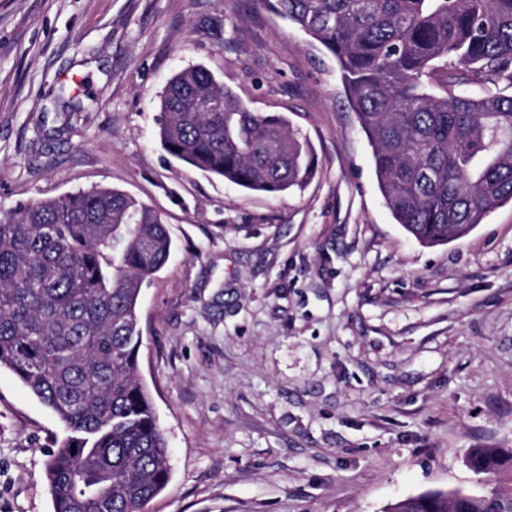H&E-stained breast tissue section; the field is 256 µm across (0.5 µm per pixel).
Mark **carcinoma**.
Instances as JSON below:
<instances>
[{"mask_svg": "<svg viewBox=\"0 0 512 512\" xmlns=\"http://www.w3.org/2000/svg\"><path fill=\"white\" fill-rule=\"evenodd\" d=\"M338 62L395 221L427 246L512 202V0H257ZM163 148L241 188L303 190L311 149L279 113L250 110L201 65L162 98ZM160 213L111 188L0 219V369L69 434L46 464L53 512H148L168 441L138 374L142 285L167 263ZM512 449H474L496 471ZM383 512H512V491H429Z\"/></svg>", "mask_w": 512, "mask_h": 512, "instance_id": "1", "label": "carcinoma"}]
</instances>
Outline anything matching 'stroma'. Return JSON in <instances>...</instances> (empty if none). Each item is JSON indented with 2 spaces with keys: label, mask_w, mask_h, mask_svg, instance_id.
<instances>
[{
  "label": "stroma",
  "mask_w": 512,
  "mask_h": 512,
  "mask_svg": "<svg viewBox=\"0 0 512 512\" xmlns=\"http://www.w3.org/2000/svg\"><path fill=\"white\" fill-rule=\"evenodd\" d=\"M201 64L312 145L304 191L244 190L169 155L163 91ZM82 103L61 137L41 116ZM112 187L171 255L139 307L171 454L149 512H383L512 488V203L426 247L384 204L333 56L256 0H0V215ZM66 430L0 371V512H52ZM505 459L512 461V449L502 452L497 449H474L467 456V465L476 473L489 474L496 471Z\"/></svg>",
  "instance_id": "obj_1"
}]
</instances>
